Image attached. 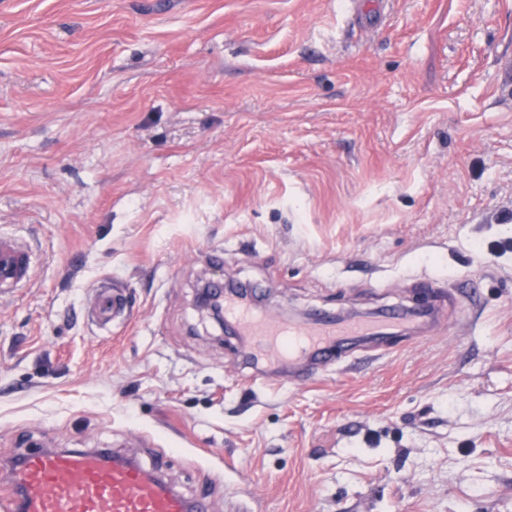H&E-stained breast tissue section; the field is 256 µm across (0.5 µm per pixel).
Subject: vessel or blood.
Returning a JSON list of instances; mask_svg holds the SVG:
<instances>
[{
	"label": "vessel or blood",
	"instance_id": "obj_1",
	"mask_svg": "<svg viewBox=\"0 0 512 512\" xmlns=\"http://www.w3.org/2000/svg\"><path fill=\"white\" fill-rule=\"evenodd\" d=\"M33 249L23 238L0 233V296L16 294L32 281ZM125 310L121 289L100 282L94 289L88 320L105 326ZM224 318L249 342L255 368L295 366L341 348L347 341L390 336L408 324L396 313L336 322H291L238 310L224 298ZM13 490L0 501V512H209L206 496L186 500L158 474L103 448L47 449L14 461Z\"/></svg>",
	"mask_w": 512,
	"mask_h": 512
}]
</instances>
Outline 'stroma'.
Wrapping results in <instances>:
<instances>
[{
	"mask_svg": "<svg viewBox=\"0 0 512 512\" xmlns=\"http://www.w3.org/2000/svg\"><path fill=\"white\" fill-rule=\"evenodd\" d=\"M0 0L8 460L109 448L213 512H512V0ZM127 321L86 316L98 282ZM435 330L256 377L201 284ZM33 249L23 238L0 233V296L14 295L32 281Z\"/></svg>",
	"mask_w": 512,
	"mask_h": 512,
	"instance_id": "1",
	"label": "stroma"
}]
</instances>
